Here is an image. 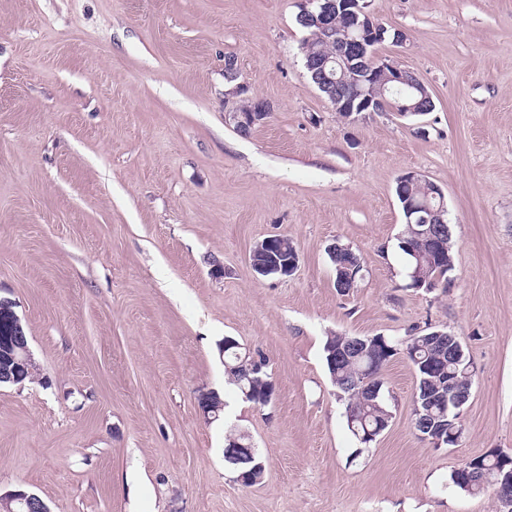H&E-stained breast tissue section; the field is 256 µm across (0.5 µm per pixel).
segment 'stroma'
<instances>
[{"instance_id":"stroma-1","label":"stroma","mask_w":512,"mask_h":512,"mask_svg":"<svg viewBox=\"0 0 512 512\" xmlns=\"http://www.w3.org/2000/svg\"><path fill=\"white\" fill-rule=\"evenodd\" d=\"M301 3L0 0V304L37 364L0 386V494L50 512H499L494 488L451 474L512 455V0H370L380 54L435 108L353 123L304 67ZM256 99L267 119L238 132L226 113ZM407 171L445 193L444 288L406 285ZM273 234L299 267L261 279L249 254ZM333 242L363 265L346 294ZM429 327L476 370L462 437L420 439L400 356L383 374L389 425L360 444L326 338ZM228 336L266 358L268 407L228 390ZM202 390L225 393V419L203 417ZM229 429L251 435L260 483L225 463ZM462 474H464V479L467 482V487H471L474 485H480L479 487L474 486L472 491L466 489L463 485H461L457 479H456V470L452 474V481L453 483L458 486L459 488L472 493L477 494L480 493L484 486H482L487 479V473L485 471V464L480 461H471L469 460L467 462V465L463 467L460 471Z\"/></svg>"}]
</instances>
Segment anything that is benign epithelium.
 I'll return each mask as SVG.
<instances>
[{
  "label": "benign epithelium",
  "mask_w": 512,
  "mask_h": 512,
  "mask_svg": "<svg viewBox=\"0 0 512 512\" xmlns=\"http://www.w3.org/2000/svg\"><path fill=\"white\" fill-rule=\"evenodd\" d=\"M300 21L316 24L325 39L334 43L332 55L307 59L306 68L312 80L327 91L332 107L352 119L363 112H396L402 117L424 115L421 103H432L426 85L412 79V71L379 57L375 46L385 40L386 29L375 21L367 0H302ZM421 96L412 104L406 100ZM270 112L261 101L249 112H228L226 117L240 131H247L265 121ZM397 194L403 201L410 224H442L447 214L443 190L423 175L408 171L397 179ZM276 236L257 243L249 259L254 272L263 278L293 275L299 266L297 249L288 250V260L279 262L274 255ZM362 266L347 264L339 269L343 285L354 288L361 277ZM15 333L9 343L0 346V358L8 356L24 369L34 364L33 354L21 332L18 318L12 319ZM467 486L483 485L487 479L485 464L468 461L461 469ZM4 504L19 503L20 512H44L45 507L34 494H9L0 497Z\"/></svg>",
  "instance_id": "benign-epithelium-1"
}]
</instances>
